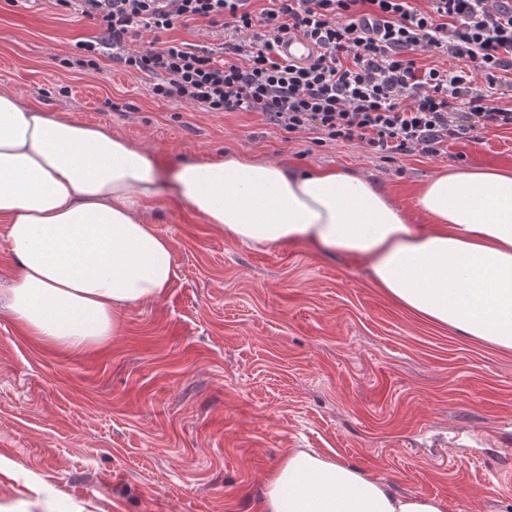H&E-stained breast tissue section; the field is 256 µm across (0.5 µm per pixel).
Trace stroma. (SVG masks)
<instances>
[{
	"mask_svg": "<svg viewBox=\"0 0 512 512\" xmlns=\"http://www.w3.org/2000/svg\"><path fill=\"white\" fill-rule=\"evenodd\" d=\"M91 20L55 0H0V84L17 101L149 144L167 166L234 153L364 174L416 224L443 170H512V130L385 160L286 136L258 112H202L111 59L64 67ZM178 278L79 354L0 317V512H259L292 448L350 463L444 512H512V350L402 307L359 257L253 248L174 193L142 213Z\"/></svg>",
	"mask_w": 512,
	"mask_h": 512,
	"instance_id": "35a3bbf8",
	"label": "stroma"
}]
</instances>
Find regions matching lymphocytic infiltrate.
<instances>
[{
  "mask_svg": "<svg viewBox=\"0 0 512 512\" xmlns=\"http://www.w3.org/2000/svg\"><path fill=\"white\" fill-rule=\"evenodd\" d=\"M99 25L78 64L109 58L152 76L148 91L203 112H258L287 134L347 141L381 158L438 154L512 129V0H57ZM196 24L209 48L178 40L136 49L144 32ZM302 36L303 63L278 46ZM449 67L420 64L426 54Z\"/></svg>",
  "mask_w": 512,
  "mask_h": 512,
  "instance_id": "f902f5d3",
  "label": "lymphocytic infiltrate"
}]
</instances>
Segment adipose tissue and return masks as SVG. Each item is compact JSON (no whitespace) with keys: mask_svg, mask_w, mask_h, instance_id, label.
Masks as SVG:
<instances>
[{"mask_svg":"<svg viewBox=\"0 0 512 512\" xmlns=\"http://www.w3.org/2000/svg\"><path fill=\"white\" fill-rule=\"evenodd\" d=\"M168 184L237 242L359 255L406 309L512 350V172L480 166L431 178L415 196L425 228L365 175L233 154L170 169L146 144L20 105L3 86L0 237L15 271L0 281V315L70 352L120 335L124 312L159 301L177 277L171 240L141 216ZM260 512L443 505L292 448L267 473Z\"/></svg>","mask_w":512,"mask_h":512,"instance_id":"adipose-tissue-1","label":"adipose tissue"}]
</instances>
